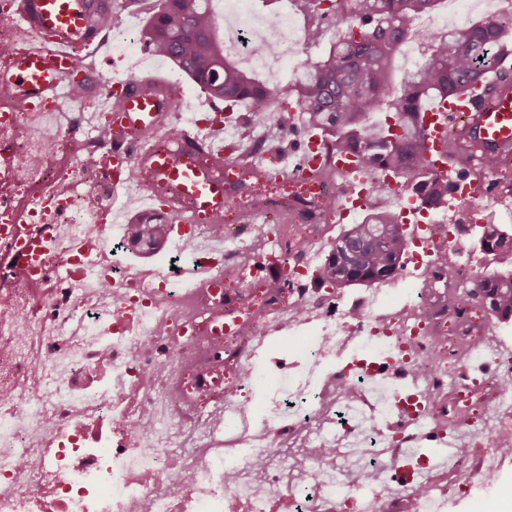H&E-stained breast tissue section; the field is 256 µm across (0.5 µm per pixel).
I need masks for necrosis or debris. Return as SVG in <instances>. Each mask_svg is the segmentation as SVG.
Returning <instances> with one entry per match:
<instances>
[{
  "mask_svg": "<svg viewBox=\"0 0 512 512\" xmlns=\"http://www.w3.org/2000/svg\"><path fill=\"white\" fill-rule=\"evenodd\" d=\"M230 2L225 58L278 88L305 65L311 23L292 20L295 0L262 20ZM443 2L418 32L478 10L512 20V0ZM32 37L0 0V71ZM137 42L113 24L111 70L67 101L80 138L52 104L0 89V512H448L498 488L512 465V329L458 293L485 265L468 227L512 222V153L487 181L480 149L458 139L471 175L413 223L391 280L347 297L322 279L335 224L417 213L415 197L381 169L346 177L319 138L321 163L280 179L276 152L214 157L192 135L201 106L167 111L163 138L116 125L104 110ZM128 141L193 155L224 182L223 212L173 235L150 268L122 267L132 240L110 215L153 173L131 160L123 189L102 173ZM42 229L51 250L34 272L16 252ZM283 336L304 339L288 360L269 353ZM428 442L454 463H422Z\"/></svg>",
  "mask_w": 512,
  "mask_h": 512,
  "instance_id": "necrosis-or-debris-1",
  "label": "necrosis or debris"
}]
</instances>
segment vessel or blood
I'll return each instance as SVG.
<instances>
[{
  "label": "vessel or blood",
  "instance_id": "b4317fda",
  "mask_svg": "<svg viewBox=\"0 0 512 512\" xmlns=\"http://www.w3.org/2000/svg\"><path fill=\"white\" fill-rule=\"evenodd\" d=\"M91 0H20L19 20L32 25L35 37L19 54L10 70L0 73V86L12 88L15 95L39 104L49 98L63 99L73 86L72 78L83 73L93 78L94 69H83L81 56L89 52L97 33L90 23ZM139 75L126 83L121 121L143 132L156 134L162 129L164 105L140 90ZM433 121L426 140H439L458 122H465V133L484 154L497 155L512 148V81L494 78L478 87L475 95L459 103L434 102L427 107ZM151 165L162 183L172 186L191 205L196 219L203 220L224 208V184L211 178L207 169L185 166L168 154L156 152Z\"/></svg>",
  "mask_w": 512,
  "mask_h": 512
}]
</instances>
